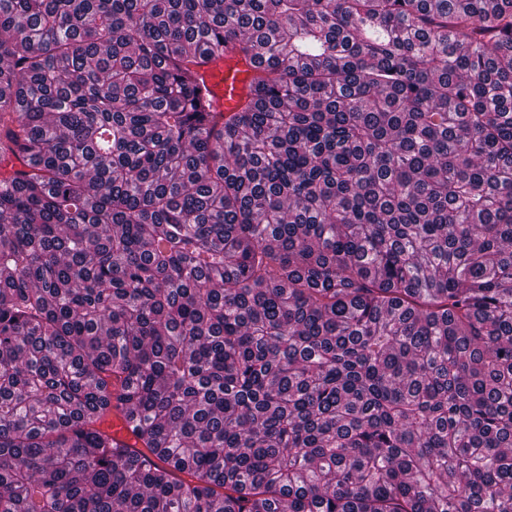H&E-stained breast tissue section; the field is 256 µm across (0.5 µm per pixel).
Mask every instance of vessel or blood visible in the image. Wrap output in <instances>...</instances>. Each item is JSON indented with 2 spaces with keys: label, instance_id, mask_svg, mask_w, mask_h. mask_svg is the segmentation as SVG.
<instances>
[{
  "label": "vessel or blood",
  "instance_id": "vessel-or-blood-1",
  "mask_svg": "<svg viewBox=\"0 0 512 512\" xmlns=\"http://www.w3.org/2000/svg\"><path fill=\"white\" fill-rule=\"evenodd\" d=\"M260 68L258 54L230 52L204 62L198 69V75L203 78L216 110L228 112L243 102L249 81Z\"/></svg>",
  "mask_w": 512,
  "mask_h": 512
}]
</instances>
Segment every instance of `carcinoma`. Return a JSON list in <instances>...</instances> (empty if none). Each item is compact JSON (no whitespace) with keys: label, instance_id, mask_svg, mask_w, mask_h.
<instances>
[{"label":"carcinoma","instance_id":"carcinoma-1","mask_svg":"<svg viewBox=\"0 0 512 512\" xmlns=\"http://www.w3.org/2000/svg\"><path fill=\"white\" fill-rule=\"evenodd\" d=\"M0 512H512V0H0ZM261 69V58L255 50L249 55L229 52L224 58H214L198 68L217 112H229L243 101L252 76Z\"/></svg>","mask_w":512,"mask_h":512}]
</instances>
